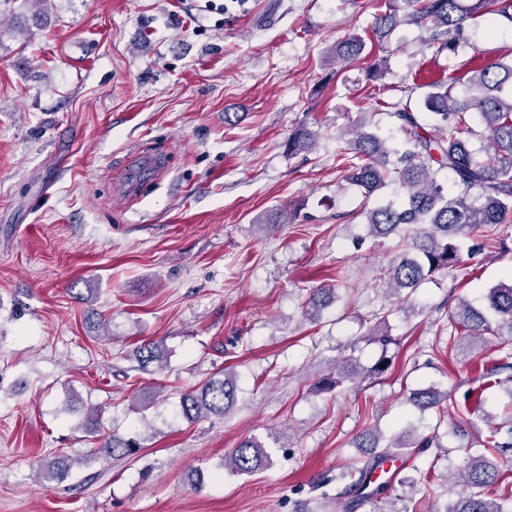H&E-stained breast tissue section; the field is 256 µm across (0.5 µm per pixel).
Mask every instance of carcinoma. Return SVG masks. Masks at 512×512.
Returning a JSON list of instances; mask_svg holds the SVG:
<instances>
[{"mask_svg":"<svg viewBox=\"0 0 512 512\" xmlns=\"http://www.w3.org/2000/svg\"><path fill=\"white\" fill-rule=\"evenodd\" d=\"M499 15L512 22V0H388L386 10L375 21L372 36L386 42L405 25H416L432 33L440 50L453 52L467 21L476 14ZM362 36L336 42L329 55L340 63L359 58L366 50ZM466 84V94H453L459 82ZM512 89V60L491 64L465 79L450 76L431 84L432 91L424 100L434 132L425 130L420 113L408 107L387 113L398 126L404 140L392 146L376 132L348 131L344 179L357 186L368 198L388 184L406 191L398 201L378 204L367 210L369 236L374 239L391 235L400 237V252L384 267L383 282L388 292L409 298L417 289L436 276L455 269L463 262L461 242L480 227L488 236L495 228L512 221V92L501 96L504 87ZM471 112L487 137L485 156L476 155L463 137L464 114ZM317 132L304 124L288 137V153L310 152ZM451 176V185L442 184L439 174ZM334 289L312 291L304 316L319 318L320 311L333 298ZM448 320L466 337H512V283L490 288L482 306L462 299L451 310ZM368 340L379 345L380 353L369 367L345 364L320 381L324 390H334L345 382L356 384L363 379H379L391 368L394 354L390 346L396 339L373 330ZM141 367L161 364L158 345L145 342L135 350ZM238 380L235 374L219 370L199 387L180 397V413L188 421L222 416L237 402ZM448 393L432 386L416 389L408 396L409 405L421 416L448 408ZM507 429L508 439L500 442L496 435ZM370 449L363 466L357 469V481L331 498L321 494L319 507L336 512H355L362 502L371 499L364 494L367 477L383 461L407 454L409 448L441 447L437 436H421L407 430L381 443V436L371 434L357 444ZM487 447L505 455L512 451V415L496 423L490 431ZM143 449L141 442L116 432L105 438L99 455L112 460L134 459ZM270 464V456L262 443L245 439L224 461V467L237 475L255 473ZM45 478H64L71 470V459L55 457L43 466ZM499 477L496 464L485 455H471L458 473L464 492L448 503L445 512H512V500L497 501L486 490Z\"/></svg>","mask_w":512,"mask_h":512,"instance_id":"1","label":"carcinoma"}]
</instances>
